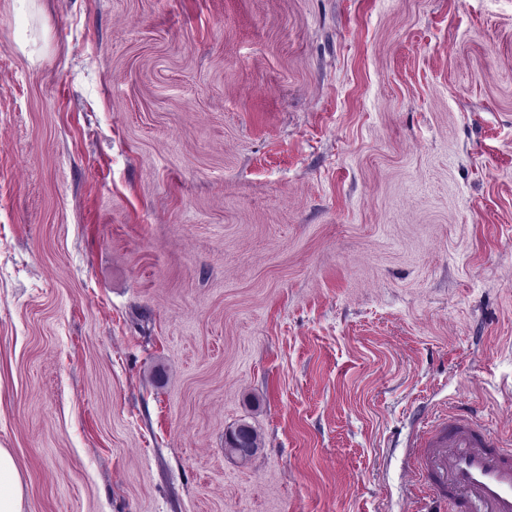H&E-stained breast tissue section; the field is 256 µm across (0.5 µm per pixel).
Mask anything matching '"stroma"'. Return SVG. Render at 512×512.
Returning a JSON list of instances; mask_svg holds the SVG:
<instances>
[{
    "label": "stroma",
    "instance_id": "obj_1",
    "mask_svg": "<svg viewBox=\"0 0 512 512\" xmlns=\"http://www.w3.org/2000/svg\"><path fill=\"white\" fill-rule=\"evenodd\" d=\"M452 406L512 436V0H0L24 512H448ZM243 436L246 438V448H240V441ZM224 443L225 448L231 454L236 455L243 461L252 457L260 448L258 434L256 433L255 429L248 423H240L236 427L231 428L226 433ZM237 448L241 453L251 452L253 448L254 451L249 456H240Z\"/></svg>",
    "mask_w": 512,
    "mask_h": 512
}]
</instances>
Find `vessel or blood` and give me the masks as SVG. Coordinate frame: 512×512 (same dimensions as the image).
<instances>
[{"mask_svg": "<svg viewBox=\"0 0 512 512\" xmlns=\"http://www.w3.org/2000/svg\"><path fill=\"white\" fill-rule=\"evenodd\" d=\"M415 448L413 470L449 512H512V443L472 415L451 413L424 424Z\"/></svg>", "mask_w": 512, "mask_h": 512, "instance_id": "vessel-or-blood-1", "label": "vessel or blood"}]
</instances>
